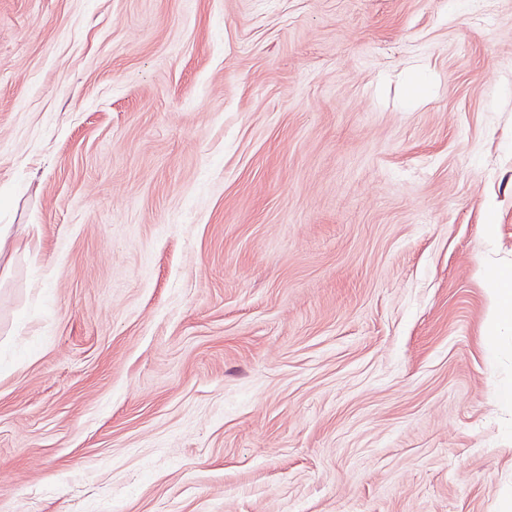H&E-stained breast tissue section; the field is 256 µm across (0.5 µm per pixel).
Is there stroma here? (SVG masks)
<instances>
[{
    "instance_id": "stroma-1",
    "label": "stroma",
    "mask_w": 512,
    "mask_h": 512,
    "mask_svg": "<svg viewBox=\"0 0 512 512\" xmlns=\"http://www.w3.org/2000/svg\"><path fill=\"white\" fill-rule=\"evenodd\" d=\"M0 512H512V0H0ZM21 248L28 252L35 250L36 242L34 238L28 237V233L25 236L23 233H19L18 236L11 239L9 231H2V228H0V264L3 263V266L7 267L11 261L12 254ZM498 288L491 291V314L488 323L494 329L512 322V275L511 271L501 273L497 279Z\"/></svg>"
}]
</instances>
